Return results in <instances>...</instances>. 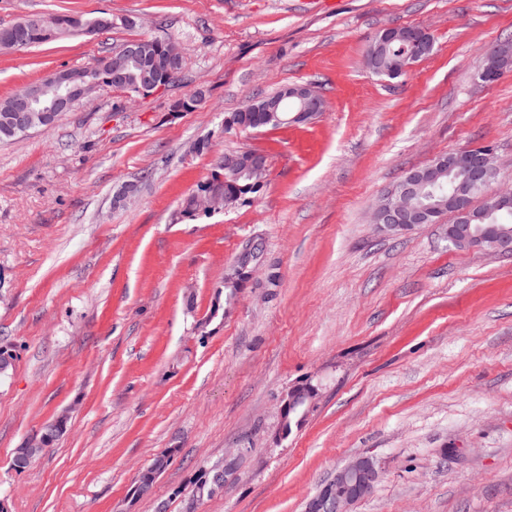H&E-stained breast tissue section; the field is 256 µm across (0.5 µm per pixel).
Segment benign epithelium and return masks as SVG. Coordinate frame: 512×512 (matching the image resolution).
Returning <instances> with one entry per match:
<instances>
[{
  "label": "benign epithelium",
  "instance_id": "1",
  "mask_svg": "<svg viewBox=\"0 0 512 512\" xmlns=\"http://www.w3.org/2000/svg\"><path fill=\"white\" fill-rule=\"evenodd\" d=\"M412 40L419 45V51L403 56L399 70L406 72L420 61L421 55L430 47L416 35L400 34L396 28H387L381 32L380 46L395 40L398 36ZM96 65L87 66L71 74L67 71H55L42 77L34 85H29L12 96L13 111L19 126L30 129L28 113L39 96V91L55 89V96L42 109L40 128L52 126L56 113L67 111L77 100L74 81L79 75L89 73ZM283 100L292 104L291 120L304 122L318 112L316 97L300 93L289 87L283 91ZM266 116L264 109L255 102L238 111L239 124L236 130L262 124ZM448 170H456L464 175V182L448 196V212L453 220L448 223V242L459 249H480L492 253H512V226L506 224H476L478 215L488 217L512 203V183L499 178L500 167L495 151L484 146H469L435 157L425 167L408 170L403 178L385 194L384 207L374 210L372 221L383 233L399 234L409 231L417 224H430L433 209L422 202L425 189L434 182L435 173L443 165ZM315 392H304L295 386L288 392L282 413L295 411L308 413L312 407ZM42 448H26L16 458L14 467L18 470L32 468L41 455ZM381 472L378 459L368 456L357 457L336 471L334 477L323 484L318 492L307 502L305 512H350V507L358 500L369 495Z\"/></svg>",
  "mask_w": 512,
  "mask_h": 512
}]
</instances>
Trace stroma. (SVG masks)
Wrapping results in <instances>:
<instances>
[{"instance_id": "stroma-1", "label": "stroma", "mask_w": 512, "mask_h": 512, "mask_svg": "<svg viewBox=\"0 0 512 512\" xmlns=\"http://www.w3.org/2000/svg\"><path fill=\"white\" fill-rule=\"evenodd\" d=\"M51 12H104L112 28L0 52V101L133 39L175 40L184 66L158 92L104 86L0 142V512H184L227 454L224 492L197 512H304L360 456L383 470L350 512H512V256L456 249L442 222H371L441 153L490 144L512 177V71L474 84L512 39V0H0V28ZM388 26L433 39L395 80L365 65ZM286 84L313 86L323 112L225 131ZM200 87L205 102L172 115ZM247 148L268 158L260 192L183 216L217 156ZM254 238L262 264L227 300ZM305 383L316 404L280 438ZM35 442L40 460L15 471ZM167 450L153 495L130 500ZM302 385L294 386L288 392V397L284 402L281 415L294 413L295 411H303L300 420H304L310 408L312 407L313 399L316 395L315 390L310 392L299 391Z\"/></svg>"}]
</instances>
